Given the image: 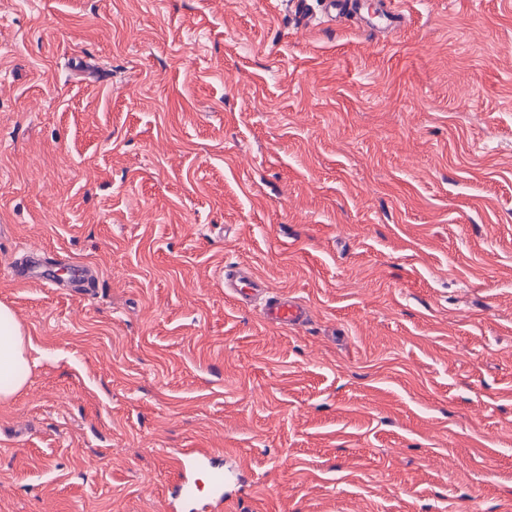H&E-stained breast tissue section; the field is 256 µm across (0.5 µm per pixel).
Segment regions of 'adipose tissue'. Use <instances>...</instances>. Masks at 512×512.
<instances>
[{
	"label": "adipose tissue",
	"instance_id": "1",
	"mask_svg": "<svg viewBox=\"0 0 512 512\" xmlns=\"http://www.w3.org/2000/svg\"><path fill=\"white\" fill-rule=\"evenodd\" d=\"M27 341L13 310L0 304V401L12 398L28 381Z\"/></svg>",
	"mask_w": 512,
	"mask_h": 512
}]
</instances>
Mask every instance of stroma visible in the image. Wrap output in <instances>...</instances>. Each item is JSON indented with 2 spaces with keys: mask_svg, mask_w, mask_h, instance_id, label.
<instances>
[{
  "mask_svg": "<svg viewBox=\"0 0 512 512\" xmlns=\"http://www.w3.org/2000/svg\"><path fill=\"white\" fill-rule=\"evenodd\" d=\"M0 0V512H512V0ZM51 279L6 275L24 253ZM98 272L88 295L73 261ZM245 264L312 311L264 323ZM291 14L299 27L310 28L319 25L312 0H287ZM360 0H324L321 15L328 22H335L338 18L347 15L353 9L361 10V3H352ZM398 0H384L379 4L376 12L378 18H383L385 26L383 29L387 31H395L399 29L403 23V13L399 7ZM27 343L13 310L0 304V401L12 398L28 381ZM179 469L184 472L175 488V497L180 505H191L190 511H209L212 502H201V488L195 475L207 473L210 478L209 494L217 502L225 498L224 489L238 477L237 473L225 471L224 465L212 456L204 453L178 459ZM188 473V474H187Z\"/></svg>",
  "mask_w": 512,
  "mask_h": 512,
  "instance_id": "35a3bbf8",
  "label": "stroma"
}]
</instances>
